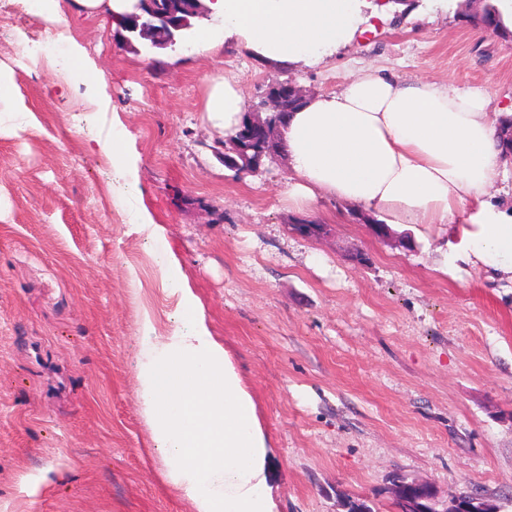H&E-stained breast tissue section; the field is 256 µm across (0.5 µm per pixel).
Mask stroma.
<instances>
[{
	"label": "stroma",
	"instance_id": "stroma-1",
	"mask_svg": "<svg viewBox=\"0 0 512 512\" xmlns=\"http://www.w3.org/2000/svg\"><path fill=\"white\" fill-rule=\"evenodd\" d=\"M463 2L397 0L310 67L233 43L135 50L75 5L0 19V512H196L167 482L138 362L144 336L183 330L187 293L256 404L277 512H394L397 478L512 512V274L465 261L456 224L380 239L347 203L289 206L287 157L236 175L203 112L213 78L253 107L273 79L316 97L366 69L512 112V48ZM34 27L55 34L45 54ZM75 49L94 81L64 67Z\"/></svg>",
	"mask_w": 512,
	"mask_h": 512
}]
</instances>
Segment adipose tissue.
<instances>
[{
  "label": "adipose tissue",
  "instance_id": "obj_1",
  "mask_svg": "<svg viewBox=\"0 0 512 512\" xmlns=\"http://www.w3.org/2000/svg\"><path fill=\"white\" fill-rule=\"evenodd\" d=\"M219 27L195 30L198 51L237 38L255 57L283 64L335 55L369 18L367 0H207ZM485 93L436 81L405 84L366 70L340 92L306 101L287 119L284 147L295 207L332 197L387 215L393 225L449 224L475 258L512 266V214L489 199L506 172L499 132L512 114ZM246 110L237 84L211 80L208 122L231 137ZM186 334L145 337L141 397L170 482L196 512H274L267 442L228 353L199 323Z\"/></svg>",
  "mask_w": 512,
  "mask_h": 512
}]
</instances>
